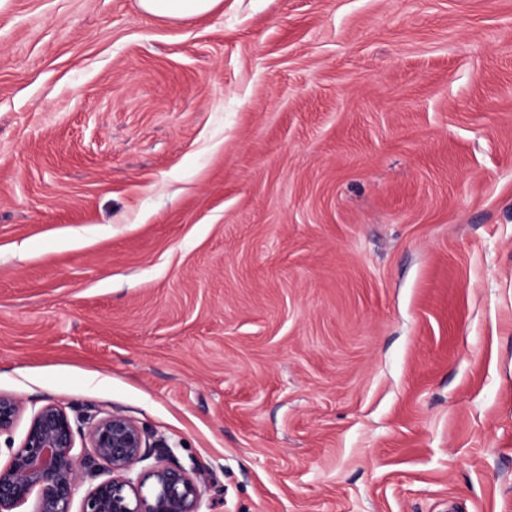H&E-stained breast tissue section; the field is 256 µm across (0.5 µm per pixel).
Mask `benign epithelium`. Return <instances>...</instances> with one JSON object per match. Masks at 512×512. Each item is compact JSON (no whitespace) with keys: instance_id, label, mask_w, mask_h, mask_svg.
<instances>
[{"instance_id":"7a95c632","label":"benign epithelium","mask_w":512,"mask_h":512,"mask_svg":"<svg viewBox=\"0 0 512 512\" xmlns=\"http://www.w3.org/2000/svg\"><path fill=\"white\" fill-rule=\"evenodd\" d=\"M24 411L21 400L0 395V436L8 451L0 464V512H16L32 496L33 512H73L86 466L108 477L84 494L78 512H199L201 473L173 462L174 453L163 441L150 442L146 429L122 412L75 420L48 400L33 411L17 444L12 430ZM78 439L90 453L74 452ZM154 451L156 465L136 472Z\"/></svg>"}]
</instances>
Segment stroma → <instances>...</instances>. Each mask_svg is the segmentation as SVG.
<instances>
[{
    "label": "stroma",
    "mask_w": 512,
    "mask_h": 512,
    "mask_svg": "<svg viewBox=\"0 0 512 512\" xmlns=\"http://www.w3.org/2000/svg\"><path fill=\"white\" fill-rule=\"evenodd\" d=\"M0 393L199 512H512V0H0ZM222 0H138L149 16L192 19L212 13Z\"/></svg>",
    "instance_id": "stroma-1"
}]
</instances>
